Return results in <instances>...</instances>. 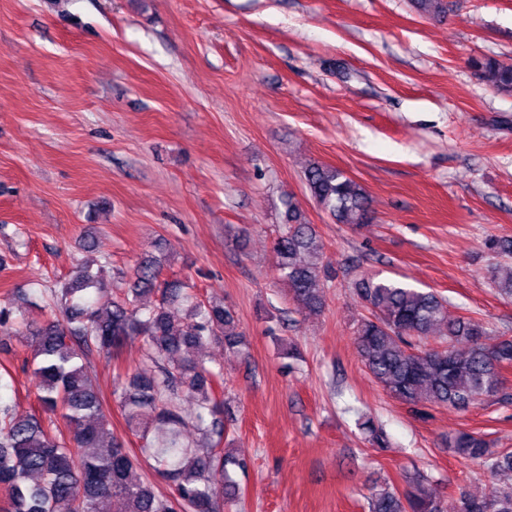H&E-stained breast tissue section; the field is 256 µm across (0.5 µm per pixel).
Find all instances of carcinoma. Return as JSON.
Instances as JSON below:
<instances>
[{
	"instance_id": "1",
	"label": "carcinoma",
	"mask_w": 512,
	"mask_h": 512,
	"mask_svg": "<svg viewBox=\"0 0 512 512\" xmlns=\"http://www.w3.org/2000/svg\"><path fill=\"white\" fill-rule=\"evenodd\" d=\"M471 66L488 86L512 93V65L475 57ZM304 181L336 223L368 222L369 197L343 171L311 163ZM281 202L275 271L301 308L320 312L329 278L323 243L293 196ZM163 269L164 260L142 258L118 296L102 269L82 263L56 282L49 303L21 293V304L0 306V334L28 352L23 367L38 379V411L19 415L0 404V512H224L236 505L228 466L238 460L220 448L224 371L208 367L203 350L220 340L235 348L242 337L224 302L191 300L180 280L159 282ZM354 290L371 312L356 330L359 354L391 397L412 407L467 409L502 391L498 367L512 365V337L487 343L483 323L450 318L443 297L396 280L364 274ZM155 292L160 299L145 306L142 297ZM179 302L186 312L176 324L172 306ZM34 308L38 319L30 316ZM436 335V346L415 344ZM132 337L142 339L146 358L115 376L111 395L167 494L148 478H133L138 456L112 430L109 402L86 373L90 355L110 358ZM461 343L467 348L459 349ZM186 398L195 401L190 412L182 407ZM448 447L508 481L488 495L463 491L445 504L420 475L402 493L389 485L374 490L369 512H512V453L466 431L449 436Z\"/></svg>"
}]
</instances>
